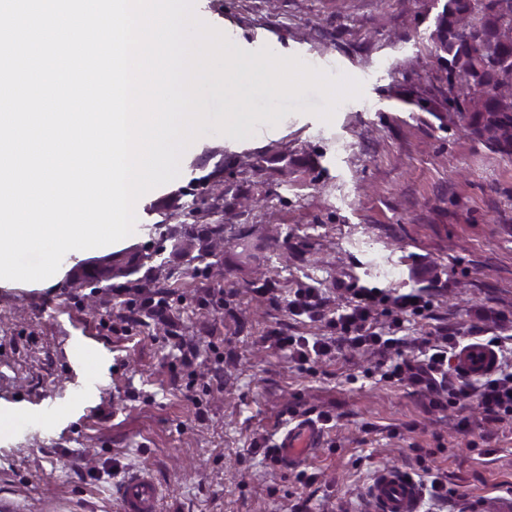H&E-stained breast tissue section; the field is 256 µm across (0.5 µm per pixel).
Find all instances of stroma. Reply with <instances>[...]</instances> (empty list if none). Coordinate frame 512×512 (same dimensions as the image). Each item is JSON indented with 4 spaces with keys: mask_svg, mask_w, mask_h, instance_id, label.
Masks as SVG:
<instances>
[{
    "mask_svg": "<svg viewBox=\"0 0 512 512\" xmlns=\"http://www.w3.org/2000/svg\"><path fill=\"white\" fill-rule=\"evenodd\" d=\"M444 0H195L197 15L235 45L269 47L331 75L362 80L331 122L315 91L253 100L285 113L264 135L206 128L172 182L145 194L134 233L139 283L168 289L163 315L132 319L120 288L74 279L63 259L40 284L0 286V409L25 421L0 437L7 512H119L116 487L146 470L162 512H370L384 467L420 482L418 450L434 451L448 499L421 512H497L512 485V429L461 431L454 410L427 411L413 389L382 381L377 355L346 350L302 368L276 331L324 336L288 300L318 288L330 309L352 282L435 292L434 319L407 325L417 356L434 320L487 341L512 334V160L467 135L448 108L431 33ZM224 206L209 209L214 185ZM197 213L185 217L187 203ZM224 225L220 273L174 251V238ZM273 294L257 295L263 281ZM223 303L201 308L202 296ZM96 328L92 369L74 356L77 322ZM333 415L313 458L288 468L253 452L299 417ZM314 472L312 486L300 472Z\"/></svg>",
    "mask_w": 512,
    "mask_h": 512,
    "instance_id": "stroma-1",
    "label": "stroma"
}]
</instances>
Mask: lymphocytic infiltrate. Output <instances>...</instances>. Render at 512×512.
I'll use <instances>...</instances> for the list:
<instances>
[{
	"mask_svg": "<svg viewBox=\"0 0 512 512\" xmlns=\"http://www.w3.org/2000/svg\"><path fill=\"white\" fill-rule=\"evenodd\" d=\"M348 303L334 313H327L328 301L319 289L298 290L287 303L294 317H307L325 323L329 335L308 338L277 334L276 345L287 351L291 361L303 366L343 347L370 349L380 354L400 349L401 333L411 317L430 316L433 303L423 292L410 290L389 294L379 288L352 286ZM387 315V327L377 325L380 315ZM459 330L439 326L433 342L422 359L397 358L382 373V380L405 385L426 394L430 409L450 408L465 411L477 408L488 424H512V369H501L475 383H455L449 377V351L460 343Z\"/></svg>",
	"mask_w": 512,
	"mask_h": 512,
	"instance_id": "obj_1",
	"label": "lymphocytic infiltrate"
}]
</instances>
